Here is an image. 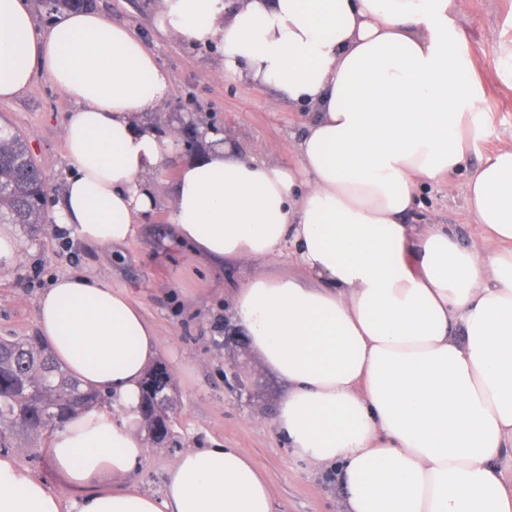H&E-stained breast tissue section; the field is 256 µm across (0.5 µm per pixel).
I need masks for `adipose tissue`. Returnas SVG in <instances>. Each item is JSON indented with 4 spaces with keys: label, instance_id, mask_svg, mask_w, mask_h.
Returning <instances> with one entry per match:
<instances>
[{
    "label": "adipose tissue",
    "instance_id": "ef3b65f1",
    "mask_svg": "<svg viewBox=\"0 0 512 512\" xmlns=\"http://www.w3.org/2000/svg\"><path fill=\"white\" fill-rule=\"evenodd\" d=\"M455 0H158L164 34L213 44L222 72L310 111L289 167L208 132L182 164L168 219L204 263L278 261L299 274L246 279L234 319L288 390L275 418L295 454L332 468L345 512H512V147L468 164L489 133L452 48ZM43 73L71 101V169L56 223L122 244L157 206L172 157L144 114L170 79L141 39L92 11L40 26L30 0H0V99ZM470 170L451 224L415 230L418 193ZM36 321L82 386L110 391L51 438L75 495L63 502L9 454L0 512H274L272 488L236 448L182 452L161 495L126 486L145 444L139 382L154 327L103 276L58 277Z\"/></svg>",
    "mask_w": 512,
    "mask_h": 512
}]
</instances>
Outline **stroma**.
I'll return each instance as SVG.
<instances>
[{
    "label": "stroma",
    "instance_id": "1",
    "mask_svg": "<svg viewBox=\"0 0 512 512\" xmlns=\"http://www.w3.org/2000/svg\"><path fill=\"white\" fill-rule=\"evenodd\" d=\"M157 0H93L109 21L128 25L170 77L164 107L148 118L163 135L193 139L178 148L166 171L154 179L156 211L126 244L100 247L80 240L74 229L47 223L36 232L20 229V260L0 275V335L37 333L36 306L53 279L86 270L110 278L154 326L159 363L171 376L174 400L171 447L146 444L129 483L158 494L167 470L190 448H237L271 484L276 512H343V493L332 471H318L294 455L274 419L287 391L261 369L232 314V290L255 272L288 273L285 264L256 260L244 266H201L189 247L174 243L166 216L175 173L206 150L196 128L232 134L247 156L293 165L295 144L308 120L278 90L221 73L216 46L160 37L154 30ZM452 25L471 76L490 117V133L477 146L484 156L512 147V82L498 76V43L512 42V0H456ZM72 103L44 74L18 97L0 101V127L20 135L40 166L47 205L60 197L66 177L64 121ZM466 179L455 175L419 193L416 223L468 224ZM45 439L18 440L11 448L22 466L46 485L68 495L63 474L52 465Z\"/></svg>",
    "mask_w": 512,
    "mask_h": 512
}]
</instances>
